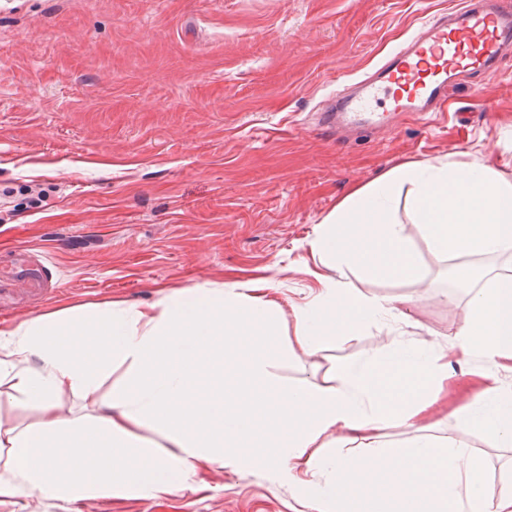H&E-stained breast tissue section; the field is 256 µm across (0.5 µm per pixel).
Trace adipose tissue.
Here are the masks:
<instances>
[{
	"label": "adipose tissue",
	"mask_w": 512,
	"mask_h": 512,
	"mask_svg": "<svg viewBox=\"0 0 512 512\" xmlns=\"http://www.w3.org/2000/svg\"><path fill=\"white\" fill-rule=\"evenodd\" d=\"M404 206L430 247L454 258L469 295L453 337L406 341L337 365L320 380L275 368L399 316L334 270L414 279L419 265L392 214ZM325 272L305 306L284 313L258 280L185 288L146 305L71 307L0 326V386L39 412L0 421V498L29 490L84 506L193 488L200 466H260L294 486L306 512H512L496 492L490 451L512 452V388L469 390L455 426L433 419L451 361H512V271L487 275L473 256L512 249V180L479 161L412 163L347 197L315 228ZM79 399L86 415L61 412ZM399 428V444L381 433ZM481 435L487 449L469 450ZM359 452H349V444Z\"/></svg>",
	"instance_id": "adipose-tissue-1"
}]
</instances>
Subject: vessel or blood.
Returning <instances> with one entry per match:
<instances>
[{
	"instance_id": "obj_1",
	"label": "vessel or blood",
	"mask_w": 512,
	"mask_h": 512,
	"mask_svg": "<svg viewBox=\"0 0 512 512\" xmlns=\"http://www.w3.org/2000/svg\"><path fill=\"white\" fill-rule=\"evenodd\" d=\"M512 47V0H466L453 17L432 16L355 95L337 94L324 112L327 127L373 130L389 115L440 111L450 76L489 68Z\"/></svg>"
}]
</instances>
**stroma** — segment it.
I'll return each mask as SVG.
<instances>
[{"mask_svg": "<svg viewBox=\"0 0 512 512\" xmlns=\"http://www.w3.org/2000/svg\"><path fill=\"white\" fill-rule=\"evenodd\" d=\"M461 0H0V323L160 291L270 279L284 310L318 288L308 244L350 193L411 163L478 159L512 178V54L455 86L441 115L364 141L322 105ZM417 280L343 271L363 294L413 297L285 380L444 339L468 296L404 208ZM194 489L87 508L35 492L0 512H293L257 468L200 470Z\"/></svg>", "mask_w": 512, "mask_h": 512, "instance_id": "35a3bbf8", "label": "stroma"}]
</instances>
